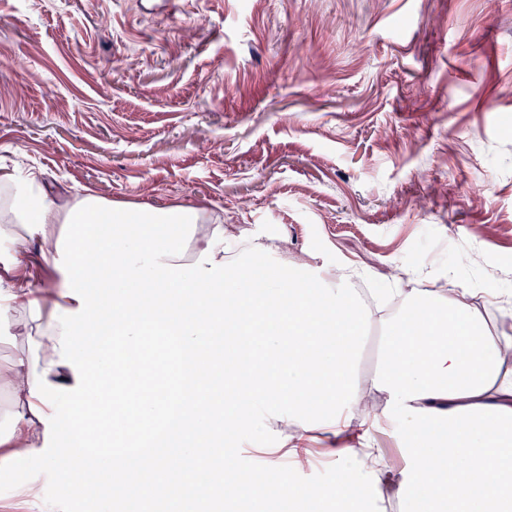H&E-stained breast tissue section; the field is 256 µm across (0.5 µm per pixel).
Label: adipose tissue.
<instances>
[{
    "label": "adipose tissue",
    "mask_w": 512,
    "mask_h": 512,
    "mask_svg": "<svg viewBox=\"0 0 512 512\" xmlns=\"http://www.w3.org/2000/svg\"><path fill=\"white\" fill-rule=\"evenodd\" d=\"M92 224L113 232L89 238ZM231 244L230 225L203 209L56 194L39 173L1 171L0 329L18 353L0 364V467L38 459L69 495L92 491L122 512L136 501L260 512L293 503L294 488L256 484L232 463L233 440L262 427L276 437L266 467L285 458L303 472L319 429L338 512L389 497L411 506L422 485L426 512H512V336L494 335L480 312L489 289H393L401 311L385 321L371 382L385 401L371 403L353 384L365 321L345 286L355 268H260L264 245ZM174 407V449L140 481L139 461L122 453L127 436L165 424ZM384 416L410 458L393 487L372 435ZM95 441L116 450L90 453ZM434 455L441 465L425 475Z\"/></svg>",
    "instance_id": "adipose-tissue-1"
}]
</instances>
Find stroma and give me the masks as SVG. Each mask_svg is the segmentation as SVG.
I'll list each match as a JSON object with an SVG mask.
<instances>
[{
	"label": "stroma",
	"instance_id": "obj_1",
	"mask_svg": "<svg viewBox=\"0 0 512 512\" xmlns=\"http://www.w3.org/2000/svg\"><path fill=\"white\" fill-rule=\"evenodd\" d=\"M0 50V167L512 292V0H0ZM293 480L336 512L329 455ZM106 510L45 476L29 512Z\"/></svg>",
	"mask_w": 512,
	"mask_h": 512
}]
</instances>
